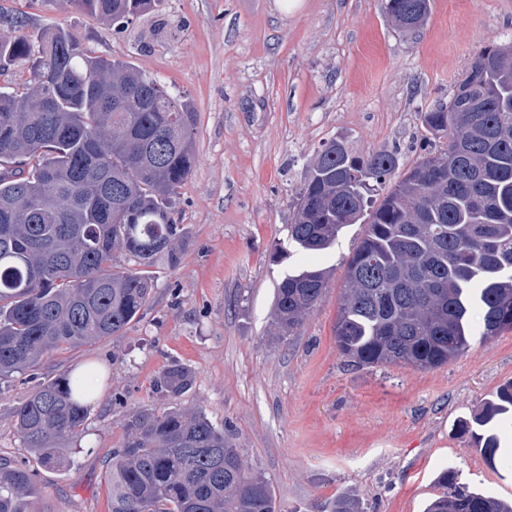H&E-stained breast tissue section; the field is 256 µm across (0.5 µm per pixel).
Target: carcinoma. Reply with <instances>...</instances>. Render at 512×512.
<instances>
[{
	"label": "carcinoma",
	"mask_w": 512,
	"mask_h": 512,
	"mask_svg": "<svg viewBox=\"0 0 512 512\" xmlns=\"http://www.w3.org/2000/svg\"><path fill=\"white\" fill-rule=\"evenodd\" d=\"M120 31L160 0H72ZM429 0H384L402 31H415ZM0 39V70L30 64L21 92H0V381L36 370L53 352L119 336L146 306L160 261L176 267L187 231L173 219L178 188L195 166L196 114L155 78L90 56L62 27L23 21ZM422 124L444 148L398 173L389 150L355 153L336 137L317 151L286 225L294 254L316 257L345 229L364 226L344 265L334 333L352 367L431 370L462 356L473 338L512 331V45L480 47L446 103ZM315 265L276 283L272 320L282 342L326 296ZM191 371L170 363L157 381L161 410L126 415L106 474L111 512H287L204 412L185 409ZM85 377L61 373L14 409L17 432L42 466L64 470L84 429ZM512 412V382L459 431L491 461L495 425ZM424 512H512V504L437 478ZM30 470L0 465V512H36ZM322 512H363L339 494Z\"/></svg>",
	"instance_id": "obj_1"
}]
</instances>
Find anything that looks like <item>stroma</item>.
Listing matches in <instances>:
<instances>
[{"label": "stroma", "instance_id": "stroma-1", "mask_svg": "<svg viewBox=\"0 0 512 512\" xmlns=\"http://www.w3.org/2000/svg\"><path fill=\"white\" fill-rule=\"evenodd\" d=\"M0 14V35L11 17L59 24L90 55L131 63L196 113L197 163L174 213L188 231L181 263L157 267L148 305L122 335L40 364L38 379L98 371L68 470L40 466L17 433L14 408L37 379L0 383V463L35 470L37 512H108L106 463L122 420L165 405L155 382L173 362L193 372L182 406L231 436L286 512H319L339 491L365 512H423L451 467L460 482L512 499V420L491 464L456 428L512 381V332L474 337L437 369L352 368L333 326L361 225L316 257L331 272L326 297L284 343L273 287L302 260L270 259L319 147L343 135L353 151L392 150L410 166L427 146L422 112L448 101L478 47L512 43V0H430L413 34L382 0H162L120 33L73 0H0Z\"/></svg>", "mask_w": 512, "mask_h": 512}]
</instances>
